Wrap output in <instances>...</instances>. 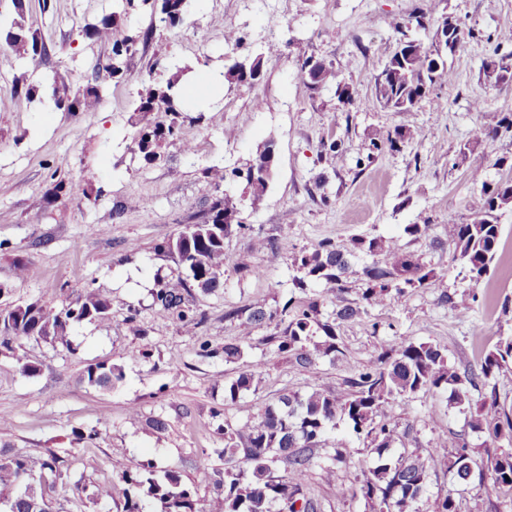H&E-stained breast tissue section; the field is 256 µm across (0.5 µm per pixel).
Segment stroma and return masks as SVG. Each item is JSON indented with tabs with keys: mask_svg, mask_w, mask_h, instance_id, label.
Listing matches in <instances>:
<instances>
[{
	"mask_svg": "<svg viewBox=\"0 0 512 512\" xmlns=\"http://www.w3.org/2000/svg\"><path fill=\"white\" fill-rule=\"evenodd\" d=\"M419 12L461 20L476 36L446 54L450 81L437 83L413 111L381 107L374 85L399 44L393 24ZM112 15L127 32L151 33L124 58L119 79L101 69L110 45L84 33ZM15 22L35 34L42 51L34 60L0 50V295L54 306L89 289L112 298L108 318L69 329L70 348L32 338L0 347V446L17 456L61 457L68 478L52 492L56 512H123L121 474L135 459L180 472L200 499H210L224 467L217 428L225 418L253 416L287 392L343 391L381 344L403 337L439 345L464 373L512 336V266L505 260L512 204L498 212L501 259L479 284L448 243L449 222L470 223L482 182L512 180V135L479 133L512 115V83L493 85L485 72L508 50L500 36L512 31V0H192L174 28L143 0H0V28ZM256 55L264 62L259 80L214 89L210 99L221 108L215 122H185L181 141L163 143L154 163L131 153L138 94L164 81L170 66L190 65L198 81L228 59ZM309 58L332 66L336 82L311 89L301 74ZM61 82L73 91L98 85V110L63 112L25 97L27 88L45 93ZM341 84L355 89L353 101L339 98ZM395 129L404 133L397 148L373 149L374 138ZM185 140L193 154L184 152ZM333 140L338 148L326 150ZM268 143L275 173L263 193L241 180L223 185L240 197L239 218L249 229L224 240L223 288L189 297L202 323L186 333L153 305L156 289L180 278L166 246L185 225L202 221L216 195L203 169L244 167ZM61 178L70 190L57 198L52 188ZM426 221L429 237L405 233L406 225ZM356 236L419 256L436 273L435 287L392 296L337 324L339 360L297 367L267 344L280 331L271 323L252 328L242 360L225 362V343L243 331L227 310L257 301L271 310L303 308L324 286L295 289L289 255L324 240L346 247ZM19 263L27 278H16ZM257 269L262 277H254ZM27 363L32 371H24ZM99 363L121 368L112 389L88 384L87 368ZM256 363L259 386L225 402V382ZM388 414L397 447L424 456L462 443L496 448L472 432L470 411L449 408L446 393L435 389L396 399ZM160 418L165 427H157ZM78 431L97 437L78 444ZM334 446L347 459L328 483L322 469ZM369 448V438L347 424L328 433L306 486L320 512H372L357 493L372 464ZM106 479L111 500L93 501L94 485Z\"/></svg>",
	"mask_w": 512,
	"mask_h": 512,
	"instance_id": "stroma-1",
	"label": "stroma"
}]
</instances>
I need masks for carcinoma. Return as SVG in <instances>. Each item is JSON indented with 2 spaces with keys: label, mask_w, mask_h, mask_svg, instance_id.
Segmentation results:
<instances>
[{
  "label": "carcinoma",
  "mask_w": 512,
  "mask_h": 512,
  "mask_svg": "<svg viewBox=\"0 0 512 512\" xmlns=\"http://www.w3.org/2000/svg\"><path fill=\"white\" fill-rule=\"evenodd\" d=\"M188 0H162V11L170 18V26L183 23ZM119 27L116 17H104L88 28L96 39L112 44V62L106 70L121 74L123 58L136 50L138 41L150 32L114 37ZM442 30L448 31L444 47L453 51L464 39L475 36L449 17L442 19ZM9 47L29 56L38 52V41L25 27L16 22L5 31ZM435 40L405 41L402 55H393L375 81L377 101L399 112H411L418 100L432 85L451 80L450 72L432 67L438 57ZM190 66L176 68L169 78L146 86L140 93L134 109L139 129L133 137L132 151L146 162L160 157L158 147L163 140H181V127L187 119L183 113L186 98L181 80ZM263 61L259 57L235 61L224 66L219 79L229 83H250L260 78ZM337 77V73L321 64L309 79L310 88L317 90ZM47 98L58 110L65 112H94L101 96L96 85H88L75 93L67 86H53ZM166 113L167 121L154 120V114ZM482 203L474 210L469 224H458L448 219V240L453 244L456 260L467 272L470 281L478 284L490 272L501 238V225L496 212L509 204L508 193L512 182L494 185L482 182ZM240 201L230 194L215 198L203 220L188 224L168 245L182 269V287L161 288L153 294L156 313L161 317L177 318L190 332L201 319L185 305V293L198 288L209 293L224 286V239L232 227L241 231L245 225L225 223L239 213ZM362 255L371 262L362 269L366 288L362 299L377 305L400 295L409 288H422L435 283V275L419 260L398 247H391L375 238H353L350 246L340 248L329 240L318 243L310 252L289 255L294 271L293 283L304 289L310 281L328 285V291L337 299L348 291L344 274L351 261ZM112 311V299L89 290L75 301L60 308L39 301L23 304H0V345L7 347L20 338H35L50 343L68 345L70 324L85 320L101 321ZM246 317V327L277 318L288 317V305L279 310H268L256 302L244 309H230L226 318ZM318 302L311 300L306 307L293 314L286 328L266 340L276 352L294 360L301 368H311L319 357L336 358L342 354L335 328L329 322L317 319ZM323 331L325 339L314 341L313 328ZM252 337L239 336L224 344V361L234 363L243 358L251 346ZM512 361V336L502 339L490 351L476 370L460 375L448 366L441 349L430 343H416L402 339L394 353L384 350L376 363L349 382L348 390L331 393L315 389L307 394H283L255 417L237 422L224 420L218 431L224 435L221 454L226 459L242 456V464L227 467L217 480L216 496L208 502L196 497L195 489L183 482L179 472L167 470L156 474L149 462L133 460L122 473V480L135 489L127 496L124 512H143L142 501L157 504L158 512H317V504L303 501L302 510H296L307 480L314 450L324 447V436L339 421L347 422L357 434L370 438L375 466L364 474L360 492L371 503L373 512H416L417 503L426 490L431 473L442 469L448 472L456 492L477 489L487 500L512 495V452L507 450L486 458L475 454L467 444L426 457L411 452H393L394 429L386 421L385 408L397 397H408L418 391L439 389L448 391V407L465 409L469 403L468 386L476 381L496 378L504 365ZM262 372L258 366L240 373L224 384V398L232 401L241 394L257 388ZM89 384L110 389L122 378L121 370L110 365L97 364L86 371ZM476 431L487 430L495 439L512 442V409L499 403L496 391L483 404L481 414L470 420ZM282 462L288 468V477L278 479L271 475V467ZM67 472L56 457L34 460L0 453V499L10 503L8 512H44L45 495L57 484H65Z\"/></svg>",
  "instance_id": "1"
}]
</instances>
